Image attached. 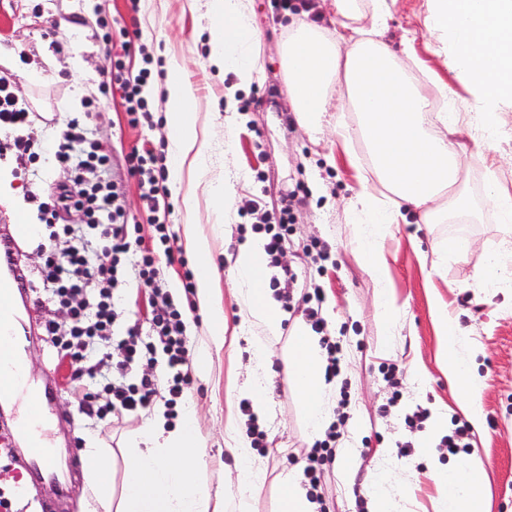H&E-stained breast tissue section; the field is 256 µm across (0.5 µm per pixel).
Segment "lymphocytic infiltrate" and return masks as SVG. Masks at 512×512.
Returning <instances> with one entry per match:
<instances>
[{"instance_id":"lymphocytic-infiltrate-1","label":"lymphocytic infiltrate","mask_w":512,"mask_h":512,"mask_svg":"<svg viewBox=\"0 0 512 512\" xmlns=\"http://www.w3.org/2000/svg\"><path fill=\"white\" fill-rule=\"evenodd\" d=\"M122 56L116 57L110 81L102 83L103 94L119 93L131 127L150 120L151 113L143 88L152 77L149 68L132 71L123 55L130 52V41H122ZM31 124L28 107L20 103L7 79L0 78V128L8 130L9 140L0 144V157L14 156L19 168L34 163L43 151L25 132ZM85 140L83 122L67 119L61 139L53 147L56 164L69 179L57 182L53 203H39V220L44 238L40 249L44 262L40 282L44 300L67 311L64 323H45L58 357L71 358L81 364L74 379L91 381L92 389L83 395L87 416L93 421L113 419L145 410L151 406L159 386H166L168 415L177 418V406L190 384L184 367L188 349L184 337L183 312L171 301L163 300L160 287L162 261H173L168 226L161 213L171 204L159 185L166 179L161 156L146 149H132L126 158L129 176L144 187L147 220L154 230L151 242L133 234L123 206L108 184L90 182L89 174L107 169L109 155L98 145H90L74 154V145ZM78 211L82 223L64 224L61 212ZM64 238L69 242L65 252H57L53 243ZM133 259L137 288L148 291L154 302L151 312V336L141 338L136 328H129L121 346L124 357L110 362L107 353L114 340L117 312L114 293L125 276V259ZM166 356L167 379H160L156 369V352ZM142 366L139 376H132L134 366Z\"/></svg>"}]
</instances>
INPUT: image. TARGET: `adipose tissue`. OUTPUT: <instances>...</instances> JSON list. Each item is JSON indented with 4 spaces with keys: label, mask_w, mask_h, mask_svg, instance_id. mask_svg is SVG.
Segmentation results:
<instances>
[{
    "label": "adipose tissue",
    "mask_w": 512,
    "mask_h": 512,
    "mask_svg": "<svg viewBox=\"0 0 512 512\" xmlns=\"http://www.w3.org/2000/svg\"><path fill=\"white\" fill-rule=\"evenodd\" d=\"M427 2L424 26L438 40H452V64L471 94V110L477 120L474 139L491 145L501 131V110L512 108V0ZM331 5V27H324L318 17L308 13L290 25L282 44L283 89L311 138H319L330 128L342 141H349L354 130L340 123L337 113L349 105L359 115L357 131L372 151L368 165L356 169L359 188L352 212L362 226L360 244L366 265L380 288L379 312L391 325L400 308L387 288L379 240L406 215L431 224L441 214L468 209L454 143L460 125L457 117L434 109L431 99L419 91L417 59H397L379 40L380 29L391 13L389 0H331ZM209 15V61L235 76L234 85L224 91L226 109L231 112L237 90L258 78L254 49L261 33L254 23L253 0H209ZM366 15L373 20L368 32L359 25ZM181 69L178 61H170L165 82L169 186L182 195L188 218L185 247L195 263L197 302L208 314V335L220 343L226 325L224 312L215 302L211 241L192 224L197 196L184 184L188 170L207 178L210 157L200 136L198 104L180 76ZM372 176L389 190L390 199H380L370 191L368 179ZM235 269L238 302L257 331L251 340L253 371L247 392L255 416L262 420L269 414L264 367L273 341L282 334L285 314L262 286L266 264L258 241L240 246ZM433 319L448 381L460 394L471 425L481 426L483 385L472 369L473 355L462 350L465 337L459 322L440 305L434 307ZM293 330L289 374L302 400L307 427L317 432L331 412L334 385L325 378L318 337L300 322L294 323ZM225 446L242 493L234 512H247L245 494L262 484L264 474L254 462L248 435L237 423H230ZM203 455L195 407L185 408L172 424L160 409L127 449L121 493L112 490L108 450L92 438L82 450L83 474L104 512H208V498L196 482ZM431 477L445 512H487L483 495L487 473L479 457L469 455L452 467L434 469Z\"/></svg>",
    "instance_id": "ef3b65f1"
}]
</instances>
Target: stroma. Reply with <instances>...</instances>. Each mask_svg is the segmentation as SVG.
I'll use <instances>...</instances> for the list:
<instances>
[{
	"instance_id": "stroma-1",
	"label": "stroma",
	"mask_w": 512,
	"mask_h": 512,
	"mask_svg": "<svg viewBox=\"0 0 512 512\" xmlns=\"http://www.w3.org/2000/svg\"><path fill=\"white\" fill-rule=\"evenodd\" d=\"M274 2L254 0L262 33L257 59L263 77L239 92L237 108L242 119L229 145L224 142V88L233 83L234 76L218 72L208 63V0H0V77L9 79L19 101L33 112L30 134L46 147L60 134L56 117L72 115L70 103L80 99L90 137L114 155L107 179L147 238L152 229L145 203L135 180L127 174L124 156L142 145L166 151L165 80L160 73L169 58L183 61L184 78L200 101L199 121L209 130L213 176L223 175L229 163L246 186L248 198L240 205L236 221L219 235L213 232L212 201L205 189L197 191V229L212 239L215 298L224 311L227 329L223 346L211 351L210 374L192 376L185 399L199 412L205 444L199 484L208 491L217 512H226L228 503L239 495L236 485L224 481V470L232 464L224 451V427L231 417L242 427L250 425L240 403L255 331L237 301L235 254L246 239L265 237L252 227V205L272 211L287 197L294 200V222L280 264L271 267L264 287L277 299L292 291L293 301L284 332L274 343L275 355L266 367L271 414L261 425L265 447L256 453L265 480L250 496L249 512H279L280 474L302 468L307 452L319 439L306 428L300 397L287 375L293 322L304 319L303 297L315 287L323 290L321 315L326 335L339 345L343 364L336 379L333 410L345 412L339 430L360 448L362 458L361 464L348 472L340 461L328 463L323 487L309 493L319 512H358L356 499L365 495L372 480L370 461L377 448L391 451L390 492L399 512H439L440 494L430 472L435 466L452 465L454 456L439 447L429 459L417 452L404 457L394 451L397 443L415 445L421 440L422 431L404 422L406 413L416 407L440 411L449 422L465 418L440 354L432 317L437 304L465 330L468 345L478 352L473 370L485 384L484 425L481 430L468 431L466 452L478 455L484 463L489 477V512H512V262L499 274L500 287H479L484 261L497 251L504 237L497 215L485 200L487 170L479 149L472 139L463 138L459 161L469 210L457 214L452 223L396 224L382 239L387 280L401 308L396 325L387 326L376 309L379 290L365 266L358 226L348 210L358 187L349 157H368V146L358 136L341 143L329 132L311 140L296 121L283 94L281 61V46L294 15L277 10ZM426 13L427 0H396L382 39L396 57H404L410 50L416 53L425 72L420 80L424 94L450 103L454 112L467 113L470 94L463 76L443 64L453 46L429 34L423 25ZM99 16L117 21L134 43L146 45L151 55L155 77L145 89L152 113L149 123L129 127L121 99L99 90L101 82L110 77L114 60L95 26ZM57 35L65 39L59 50L51 45ZM37 166L38 174L32 177L14 173L13 163L0 162V175H9L17 194L16 202L0 203V235L13 233L21 214L29 223H37L38 203L49 201L61 174L47 151ZM458 233L472 240L469 252L447 260L434 254L438 240ZM314 241L326 253L320 265L304 251L305 245ZM18 245L15 269L24 279L25 291L16 295L11 313L22 329L21 356L30 386L40 387L49 381L55 388L43 414L40 437L61 465L80 457L87 437H97L112 451L113 487L121 489L123 444L141 431L151 413L142 411L123 424L110 426L92 424L80 412L79 398L71 389V364L57 357L43 331L45 322L63 321L65 312L31 301V294L39 289L41 253L36 240L22 238ZM286 268L296 275L294 285H287L282 276ZM162 275L170 299L184 309L186 346L189 353H196L209 342L206 316L188 306L180 263L163 266ZM419 370L424 373L420 380L415 377ZM396 390L401 393L400 401L389 405L388 416H380L379 406L389 404ZM65 481L68 492L61 496L48 483L30 486L20 468L0 476V483L11 490L22 485L28 488L29 498L15 502L16 512H42L46 504L52 512H89L92 492L81 468L71 467Z\"/></svg>"
}]
</instances>
